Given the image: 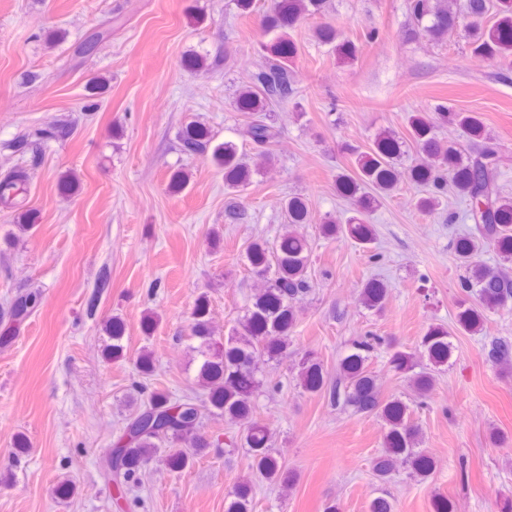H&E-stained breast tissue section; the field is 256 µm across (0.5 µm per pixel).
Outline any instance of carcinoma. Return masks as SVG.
<instances>
[{"label": "carcinoma", "instance_id": "cac0c4a2", "mask_svg": "<svg viewBox=\"0 0 512 512\" xmlns=\"http://www.w3.org/2000/svg\"><path fill=\"white\" fill-rule=\"evenodd\" d=\"M326 0H272L263 17V27L270 35L265 44V61L251 72L248 82L234 97V109L250 116L244 136L260 152L252 157L239 150L233 141L215 142L212 131L197 120L185 123L178 138L182 151L200 156L224 174V189L230 194L243 191L253 176L262 173L270 160V146L278 137L271 122L274 108L291 103L298 95L294 81V64L300 46L292 32L304 20L320 14ZM409 17L418 31L435 43L464 25L469 53L481 60H492L512 68V0H407ZM319 46H328L342 61H353L359 46L341 38L328 23L313 31ZM407 133L393 129L378 130L369 146L361 150L348 145L354 157L350 172L336 176V192L352 205L353 216L339 224L326 218L319 225L320 234L329 239L347 237L364 249L374 243L375 232L367 217L380 200L394 194L407 180L416 187V208L433 216L448 194L468 206L473 227L458 237L454 245L455 260L463 270L459 288L471 302L460 305L458 329L471 335L483 332L486 313L512 305V281L502 273V265L512 263V196L503 193L497 180L503 161L497 147L484 133L479 115L472 111L441 106L431 114L414 110L405 118ZM459 128L470 143L465 151L455 141L438 137L439 122ZM27 166L21 165L0 179V205L13 208L18 197L27 192ZM282 210L288 234L278 241L255 240L245 250L251 273L260 282L254 289L243 314L224 335L216 334L210 320V300L199 296L194 304L186 340L192 354L197 391L179 398L163 390L144 394L131 402L120 434L113 440L109 463L114 484L113 505L140 500L139 474L151 461H162L169 471L181 474L192 468L197 456L220 443L210 442L201 434L206 419L224 416L248 419L253 416L257 395L265 388L279 386L268 379L269 368L288 357L296 327L295 307L313 292L308 240L297 228L311 221L307 202L300 196L284 200ZM231 224H244L249 213L240 203L225 210ZM494 251L502 264L491 266L482 256ZM389 295L387 284L377 278L364 282L359 301L370 311L380 312ZM40 303V294L29 291L15 298L11 313L21 320ZM109 343L103 355L108 360L125 357L126 326L114 316L105 325ZM385 338L369 333L355 340L350 352L339 364L336 379H331L321 361L311 355L296 364L297 386L304 393H324L330 402L350 407L359 414L377 417L385 430L383 448L372 460L376 479L387 482L403 466L418 481L428 480L433 472L432 458L420 448L421 428L413 419L414 408L434 389L436 377L451 364L454 354L452 336L447 328L431 325L414 350L395 349L389 363L403 374L418 393L416 405L398 398L383 399L376 379L368 369L370 354ZM492 365L512 369V341L494 337L485 347ZM426 357L420 365L417 355ZM143 379L156 373L152 353L142 350L135 362ZM274 432L266 424L247 426L230 447L248 449L251 478L237 482L224 495V512H254V496L260 483L288 487L289 476L272 446Z\"/></svg>", "mask_w": 512, "mask_h": 512}]
</instances>
